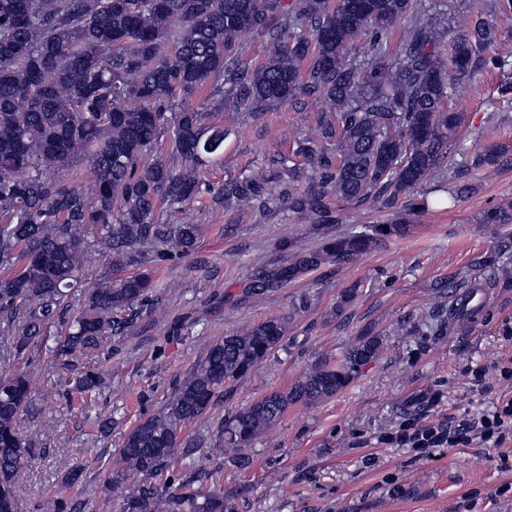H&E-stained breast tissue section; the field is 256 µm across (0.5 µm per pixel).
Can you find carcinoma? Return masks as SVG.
<instances>
[{"mask_svg": "<svg viewBox=\"0 0 512 512\" xmlns=\"http://www.w3.org/2000/svg\"><path fill=\"white\" fill-rule=\"evenodd\" d=\"M437 8L424 0H0V326L12 339L9 356L47 343L49 322L78 290L82 310L60 345L66 355L124 330L122 313L153 305L148 275L120 273L197 243L199 225L165 223L160 203L191 201L204 158L224 150V121L192 103L206 89L219 103L228 92L236 109L257 113L298 95L330 103L296 142L304 169L280 156L273 171L225 179L214 203L263 211L273 178L288 210L316 224L340 223L333 197L392 215L258 271V294L406 235L409 217L429 207L416 190L436 175L452 179L446 201L460 202L472 191L465 177L494 164L500 149L452 151L461 116L444 102L512 59L497 43L512 22V0L507 11L479 9L446 52ZM245 36L263 44L261 65L243 61ZM163 139L171 161L155 155ZM79 161L91 171L85 183L47 177ZM511 219L497 207L480 223ZM96 254L119 278L84 288L82 267ZM285 332V321L273 318L208 346L166 403L124 436L106 486L122 512H228L224 489L206 484L204 470L175 488L152 480L175 458H195L201 440L185 429L207 422L224 385L247 375ZM379 351L377 335L363 328L336 366L323 364L225 417L207 453L247 462L253 441L289 407L336 395ZM72 384L91 394L104 374L82 371ZM31 394L28 371L0 377V512H20L30 448L18 421Z\"/></svg>", "mask_w": 512, "mask_h": 512, "instance_id": "1", "label": "carcinoma"}]
</instances>
